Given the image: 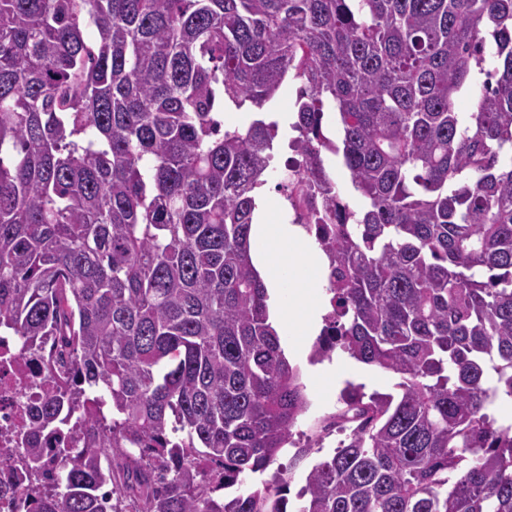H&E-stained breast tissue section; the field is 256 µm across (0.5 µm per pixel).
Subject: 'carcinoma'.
<instances>
[{
    "instance_id": "cac0c4a2",
    "label": "carcinoma",
    "mask_w": 512,
    "mask_h": 512,
    "mask_svg": "<svg viewBox=\"0 0 512 512\" xmlns=\"http://www.w3.org/2000/svg\"><path fill=\"white\" fill-rule=\"evenodd\" d=\"M291 71L277 188L318 196L334 262L309 362L399 378L347 385L324 430L361 422L292 503L264 474L311 401L250 257ZM226 100L252 115L222 128ZM0 335L57 372L28 512H512L487 412L512 401V0H0ZM69 428L81 447L39 442ZM299 85V81L292 78L287 79L270 109L273 121H276L278 124V134L274 140V159L272 162V166L277 167L278 171L285 168V162L289 157L300 159L289 147V142L297 135L291 129V124L295 121L294 101ZM325 164L332 176L335 178L337 186L342 191L350 207L358 209L362 204L361 199L356 194L350 192L349 177L339 159L330 154H326Z\"/></svg>"
}]
</instances>
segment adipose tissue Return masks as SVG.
<instances>
[{
	"mask_svg": "<svg viewBox=\"0 0 512 512\" xmlns=\"http://www.w3.org/2000/svg\"><path fill=\"white\" fill-rule=\"evenodd\" d=\"M251 256L269 295L270 321L289 341L287 353L320 329L323 300L317 293V265L308 260L301 229L293 224H253Z\"/></svg>",
	"mask_w": 512,
	"mask_h": 512,
	"instance_id": "1",
	"label": "adipose tissue"
}]
</instances>
